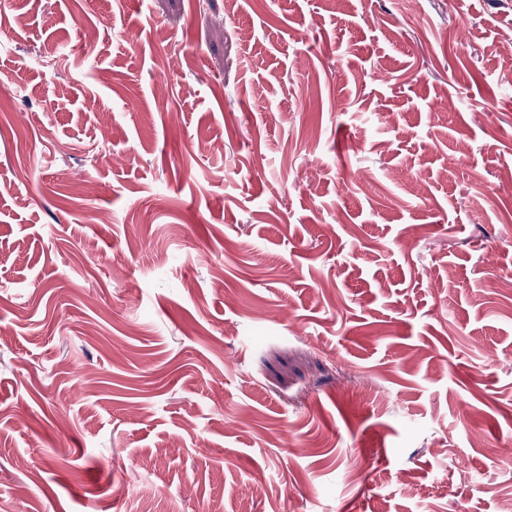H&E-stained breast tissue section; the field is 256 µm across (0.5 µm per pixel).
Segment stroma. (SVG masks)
<instances>
[{
    "label": "stroma",
    "mask_w": 512,
    "mask_h": 512,
    "mask_svg": "<svg viewBox=\"0 0 512 512\" xmlns=\"http://www.w3.org/2000/svg\"><path fill=\"white\" fill-rule=\"evenodd\" d=\"M18 6L0 512H497L512 0Z\"/></svg>",
    "instance_id": "obj_1"
}]
</instances>
